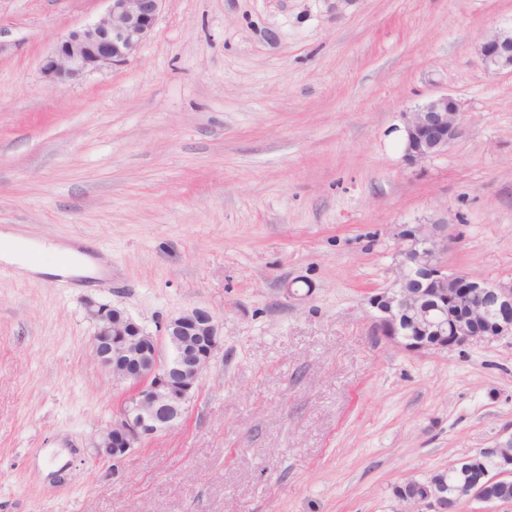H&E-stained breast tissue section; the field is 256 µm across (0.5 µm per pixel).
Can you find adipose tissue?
<instances>
[{"mask_svg": "<svg viewBox=\"0 0 512 512\" xmlns=\"http://www.w3.org/2000/svg\"><path fill=\"white\" fill-rule=\"evenodd\" d=\"M40 253V262L30 259ZM0 260L14 265L25 275L48 279L85 278L95 276L99 263L81 246L37 244L19 236H9L8 245L0 250Z\"/></svg>", "mask_w": 512, "mask_h": 512, "instance_id": "ef3b65f1", "label": "adipose tissue"}]
</instances>
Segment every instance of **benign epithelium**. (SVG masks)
<instances>
[{"label":"benign epithelium","instance_id":"1","mask_svg":"<svg viewBox=\"0 0 512 512\" xmlns=\"http://www.w3.org/2000/svg\"><path fill=\"white\" fill-rule=\"evenodd\" d=\"M98 18L61 37L44 58L43 76L54 83L125 65L150 36L166 0H107ZM486 69L512 75V25L499 28L479 49ZM459 104L441 95L405 114V156L417 162L448 150L462 134ZM395 287L371 295L375 335L398 348L421 353L512 335V283L489 284L448 271V221L406 225L400 232ZM89 315L97 330L91 342L97 363L124 387L120 410L92 439L94 458L120 462L130 452L178 425L198 389L204 371L221 349L223 336L215 317L200 308L169 318L157 334L148 332L124 311L92 303ZM130 354L144 358L136 373L120 372L113 360ZM495 468L471 477L448 497L447 473L400 487L398 499L425 512H460L462 502L497 505L488 489L512 483V433L476 455Z\"/></svg>","mask_w":512,"mask_h":512}]
</instances>
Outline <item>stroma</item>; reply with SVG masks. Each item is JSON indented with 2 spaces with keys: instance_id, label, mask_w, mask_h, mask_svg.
<instances>
[{
  "instance_id": "stroma-1",
  "label": "stroma",
  "mask_w": 512,
  "mask_h": 512,
  "mask_svg": "<svg viewBox=\"0 0 512 512\" xmlns=\"http://www.w3.org/2000/svg\"><path fill=\"white\" fill-rule=\"evenodd\" d=\"M105 0H0V231L88 243L93 287L0 262V512H417L396 496L512 431V335L411 353L373 336L403 225L448 219L449 271L512 281V0H166L119 68L41 65ZM460 104L412 163L404 115ZM148 331L215 315L179 425L91 457L122 388L86 305ZM486 69L512 75V24L499 28L479 49Z\"/></svg>"
}]
</instances>
